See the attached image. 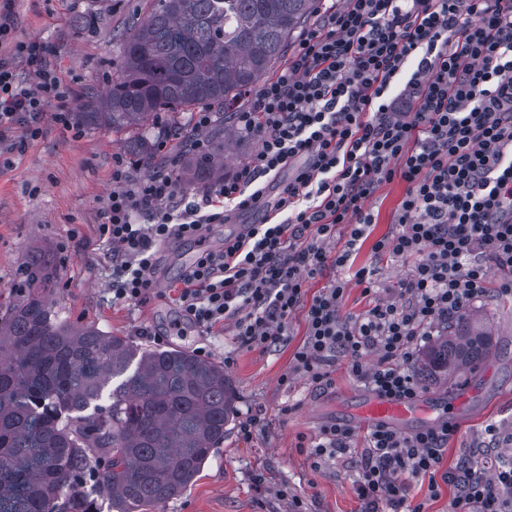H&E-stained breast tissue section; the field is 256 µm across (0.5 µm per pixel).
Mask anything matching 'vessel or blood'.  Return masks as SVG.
<instances>
[{
    "label": "vessel or blood",
    "mask_w": 512,
    "mask_h": 512,
    "mask_svg": "<svg viewBox=\"0 0 512 512\" xmlns=\"http://www.w3.org/2000/svg\"><path fill=\"white\" fill-rule=\"evenodd\" d=\"M472 395V390L467 387L458 389L449 399L425 395L410 401H399L375 395L356 408L352 424L364 430L378 425L401 428L430 416L442 423L464 413Z\"/></svg>",
    "instance_id": "vessel-or-blood-1"
}]
</instances>
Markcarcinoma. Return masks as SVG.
Here are the masks:
<instances>
[{
	"label": "carcinoma",
	"mask_w": 512,
	"mask_h": 512,
	"mask_svg": "<svg viewBox=\"0 0 512 512\" xmlns=\"http://www.w3.org/2000/svg\"><path fill=\"white\" fill-rule=\"evenodd\" d=\"M318 0H154L121 44L119 76L87 98L88 125L147 129L159 112L224 114L248 103L309 24ZM132 151L155 163L144 136ZM220 156H186L177 181L208 185ZM52 246H34L0 307V512H112L180 497L224 442L237 395L224 367L185 350L140 351L122 336L73 326L52 311ZM489 331L465 317L422 363L450 376L488 354ZM139 357L129 371L130 361Z\"/></svg>",
	"instance_id": "cac0c4a2"
}]
</instances>
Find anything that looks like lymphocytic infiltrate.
<instances>
[{
  "mask_svg": "<svg viewBox=\"0 0 512 512\" xmlns=\"http://www.w3.org/2000/svg\"><path fill=\"white\" fill-rule=\"evenodd\" d=\"M39 78L20 82L0 62V132L21 129L35 139L49 98L63 97L46 67L40 41L15 46ZM413 73H406L410 59ZM398 96L388 90L399 75ZM232 120L254 147L238 169L199 202L178 201L171 175L154 170L134 179L124 167L100 226L112 244V297L143 302L153 291L160 242L197 244L180 279L183 323L212 328L232 321L241 343L265 348L283 341L290 315L306 310L305 340L295 367L319 385L344 355L357 381L382 397L417 398L411 364L421 345L447 330L487 293L492 271L512 293V0H341L319 13L299 36L288 62L264 81L251 107ZM293 167L276 211L280 218L249 225L224 248L203 247L210 224L249 210L264 194L262 179ZM407 185L397 232L376 241V252L404 260L398 300H375L354 319H342L349 281L365 293L372 270H354L315 296L309 280L345 270L375 215L369 200L383 183ZM349 233L329 251L339 226ZM455 426L406 435L370 429L358 453L355 492L363 512H401L407 477H426L431 490L456 486L454 512H512V462L486 478L471 458L441 471ZM353 432L323 426L307 445L321 461L351 450Z\"/></svg>",
  "mask_w": 512,
  "mask_h": 512,
  "instance_id": "f902f5d3",
  "label": "lymphocytic infiltrate"
}]
</instances>
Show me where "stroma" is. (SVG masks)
Returning a JSON list of instances; mask_svg holds the SVG:
<instances>
[{
  "label": "stroma",
  "instance_id": "obj_1",
  "mask_svg": "<svg viewBox=\"0 0 512 512\" xmlns=\"http://www.w3.org/2000/svg\"><path fill=\"white\" fill-rule=\"evenodd\" d=\"M150 9V0H15L13 43H47L48 66L68 95L48 101L35 140L22 142L18 129L0 140V303L13 298L16 272L29 248L48 243L57 264L49 300L60 319L127 337L143 350L199 351L223 365L238 396L234 420L215 456L162 512H291L294 499L301 501L302 512H359L353 454L316 465L305 444L326 424L348 423L351 409L369 390L349 374L341 356L331 367L330 386H316L296 371L294 354L306 334L304 309L289 317L285 340L268 348L243 346L229 321L210 331L191 327L186 335L171 334L169 327L179 317L174 286L197 250L194 242L184 240L161 246L156 291L146 303L112 298V247L102 242L99 226L116 160H123L132 177L144 174L127 149L138 134L88 126L75 117L65 125L57 115L75 114L87 95L105 92L119 72L121 36L144 23ZM291 175L284 170L258 207L236 214L232 222L211 225L210 249H222L225 237L273 213L279 187ZM406 188L396 179L375 191L369 205L376 222L354 257L355 266L374 271L384 300H396L395 287L407 267L377 253L373 243L397 231L395 215ZM498 285V277H491L486 296L468 310L492 333L482 363L448 380L426 371L421 360L413 362L423 392L450 396L464 386L475 391L455 421L457 431L441 464L445 470L476 448L479 464L494 471L498 451L487 447L484 427L494 421L512 429V295L499 293ZM253 415L260 424L247 440L239 424ZM259 475L264 478L260 484L255 481Z\"/></svg>",
  "mask_w": 512,
  "mask_h": 512
}]
</instances>
